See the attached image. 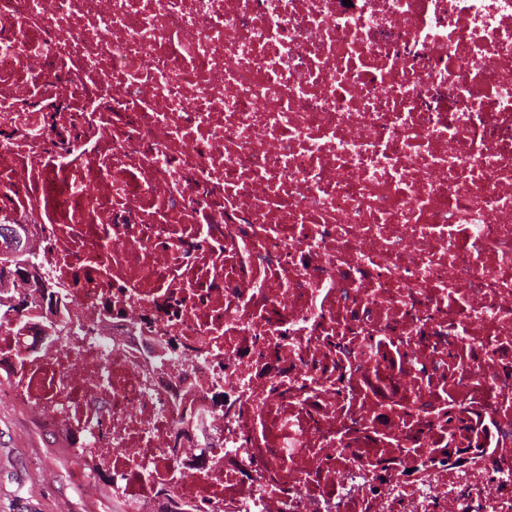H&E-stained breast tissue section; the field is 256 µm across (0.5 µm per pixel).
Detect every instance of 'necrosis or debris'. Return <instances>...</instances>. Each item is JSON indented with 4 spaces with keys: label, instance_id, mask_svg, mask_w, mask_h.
<instances>
[{
    "label": "necrosis or debris",
    "instance_id": "4bbe7bcc",
    "mask_svg": "<svg viewBox=\"0 0 512 512\" xmlns=\"http://www.w3.org/2000/svg\"><path fill=\"white\" fill-rule=\"evenodd\" d=\"M16 220L131 504L512 512V0H0Z\"/></svg>",
    "mask_w": 512,
    "mask_h": 512
}]
</instances>
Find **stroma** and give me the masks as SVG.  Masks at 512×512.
<instances>
[{"label": "stroma", "instance_id": "35a3bbf8", "mask_svg": "<svg viewBox=\"0 0 512 512\" xmlns=\"http://www.w3.org/2000/svg\"><path fill=\"white\" fill-rule=\"evenodd\" d=\"M45 423L19 402L0 401V512H119L106 483L84 493L88 467L52 446Z\"/></svg>", "mask_w": 512, "mask_h": 512}]
</instances>
